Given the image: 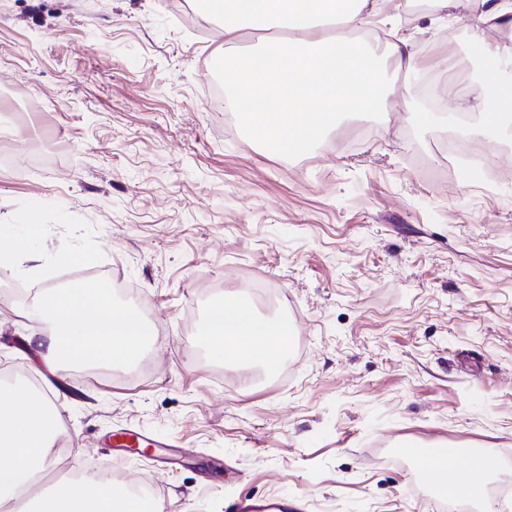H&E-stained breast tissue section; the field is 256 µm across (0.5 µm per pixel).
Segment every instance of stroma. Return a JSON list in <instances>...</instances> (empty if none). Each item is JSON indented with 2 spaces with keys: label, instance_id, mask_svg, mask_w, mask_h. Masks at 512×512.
<instances>
[{
  "label": "stroma",
  "instance_id": "35a3bbf8",
  "mask_svg": "<svg viewBox=\"0 0 512 512\" xmlns=\"http://www.w3.org/2000/svg\"><path fill=\"white\" fill-rule=\"evenodd\" d=\"M202 0H0V84L40 102L0 124V240L41 226L33 259L0 266V367L32 379L21 314L49 288L124 283L151 324L133 363L38 382L65 419L58 464L157 480L162 512H512V178L487 187L468 152L512 170V119L475 104L487 80L462 22L411 9L416 71H465V98L415 104L397 82L305 155L265 150L209 85L224 46ZM428 122H421V114ZM71 255L57 260L59 252ZM273 290L263 298L250 283ZM236 292L297 333L273 369L223 362L199 338ZM190 449L113 464L119 425ZM414 446L457 466L493 453L479 498L437 497Z\"/></svg>",
  "mask_w": 512,
  "mask_h": 512
}]
</instances>
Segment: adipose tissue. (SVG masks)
Instances as JSON below:
<instances>
[{
    "mask_svg": "<svg viewBox=\"0 0 512 512\" xmlns=\"http://www.w3.org/2000/svg\"><path fill=\"white\" fill-rule=\"evenodd\" d=\"M224 0L225 75L237 77L229 104L265 148L276 154L307 151L340 115L377 103L390 89L383 70L365 65L364 42L350 38L351 29L372 24L392 25L399 36L389 53L400 70L414 69L409 37L400 29L407 0ZM271 24L289 32L276 41L277 59L267 52L234 54L239 34ZM483 68L491 73L478 105L486 127H498L512 114V83L497 80L504 63L497 44L485 43ZM39 325L29 337L36 364L58 371L77 362L128 363L148 346L152 331L140 314L114 305L103 289L76 286L51 289L23 314ZM290 337L287 321L263 319L233 294L211 305L201 338L217 358L279 362ZM59 413L31 386L0 384V507L17 504L22 512H155L151 501L131 496L116 484L91 477L55 485L37 495L29 488L39 473L53 464V448L62 437ZM438 491L470 497L481 491L494 459L473 457L465 470L448 466L438 455L425 463Z\"/></svg>",
    "mask_w": 512,
    "mask_h": 512,
    "instance_id": "1",
    "label": "adipose tissue"
}]
</instances>
